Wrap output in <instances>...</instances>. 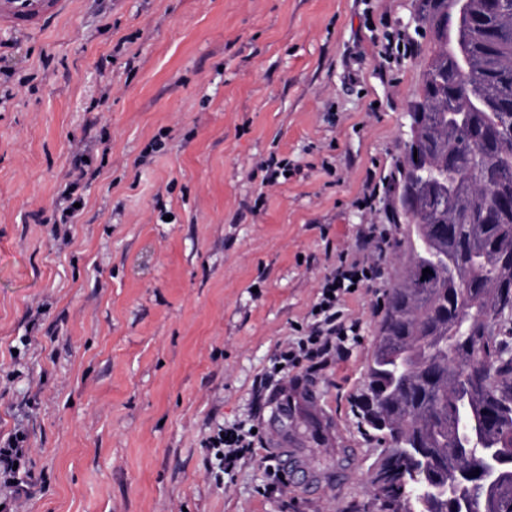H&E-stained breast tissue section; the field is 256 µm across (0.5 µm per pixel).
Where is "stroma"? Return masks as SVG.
Instances as JSON below:
<instances>
[{
  "mask_svg": "<svg viewBox=\"0 0 512 512\" xmlns=\"http://www.w3.org/2000/svg\"><path fill=\"white\" fill-rule=\"evenodd\" d=\"M413 0H75L0 29V438L28 433L18 512H380V435L356 405L401 263L359 239L395 211L430 38ZM412 53L384 61L387 35ZM82 208L60 223L77 150ZM287 161L267 185L259 165ZM385 184L362 207L367 175ZM380 278L360 338L272 374L340 253ZM31 337L22 348V337ZM315 385L288 435L318 483L259 458L216 481L206 438L266 429L275 387ZM350 479L338 485L339 470Z\"/></svg>",
  "mask_w": 512,
  "mask_h": 512,
  "instance_id": "obj_1",
  "label": "stroma"
}]
</instances>
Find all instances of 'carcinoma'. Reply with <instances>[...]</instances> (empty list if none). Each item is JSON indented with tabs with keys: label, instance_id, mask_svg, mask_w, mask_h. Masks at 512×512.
<instances>
[{
	"label": "carcinoma",
	"instance_id": "cac0c4a2",
	"mask_svg": "<svg viewBox=\"0 0 512 512\" xmlns=\"http://www.w3.org/2000/svg\"><path fill=\"white\" fill-rule=\"evenodd\" d=\"M456 0H415L434 49L420 94L419 162L403 158L399 202L416 206L404 274L389 289L367 382L379 409L433 476L464 478L493 460L490 485L464 496L512 512V14L469 0L463 54ZM431 274L423 275L424 269ZM402 485L382 512H404Z\"/></svg>",
	"mask_w": 512,
	"mask_h": 512
}]
</instances>
